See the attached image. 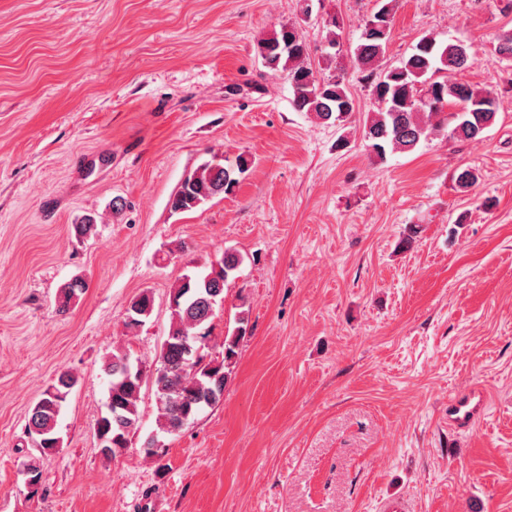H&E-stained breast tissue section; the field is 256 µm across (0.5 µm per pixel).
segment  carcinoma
Here are the masks:
<instances>
[{
    "label": "carcinoma",
    "mask_w": 512,
    "mask_h": 512,
    "mask_svg": "<svg viewBox=\"0 0 512 512\" xmlns=\"http://www.w3.org/2000/svg\"><path fill=\"white\" fill-rule=\"evenodd\" d=\"M396 0H378V9L366 20L354 51L358 79L368 88L375 109L363 116V132L375 155L386 159L387 152L409 153L420 143L449 131L458 141L483 136L497 121V97L494 91L448 78L474 64L469 48L459 42H439L422 36L412 52L399 64L379 68L391 39ZM257 52L268 74L284 73L292 89V102L299 112H307L322 123L341 124L355 112L342 68L320 72L309 62V47L293 26L283 25L257 44ZM476 112L461 119L444 106L469 108ZM250 169V161L240 155L232 165L214 158L199 166L180 184L169 200L176 213L189 212L210 199L230 194ZM240 254L226 250L201 272L187 274L169 295L171 323L168 335L153 360L151 386L157 404V426L164 433H176L194 421L205 409L224 396L230 367L237 356L241 338L247 333L248 315L241 311L235 328L224 336L221 359H193L189 351L203 345L211 335L212 316L205 303L208 290L223 287L242 263ZM85 290L81 279L65 283L59 291V311L69 309ZM154 299L142 292L129 303L126 327L135 331L145 325L152 313ZM126 353L118 350L103 363L109 378L105 411L95 423L101 453L115 456L128 447L130 434L139 428L138 403L142 382L127 374ZM77 378L62 372L44 391L28 414L26 434L41 455L62 447L56 433L57 418Z\"/></svg>",
    "instance_id": "obj_1"
}]
</instances>
